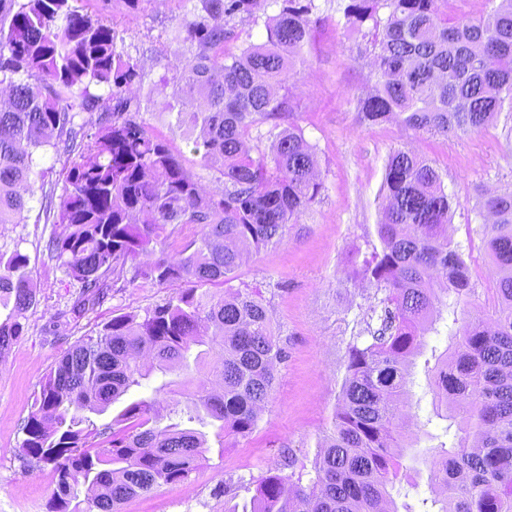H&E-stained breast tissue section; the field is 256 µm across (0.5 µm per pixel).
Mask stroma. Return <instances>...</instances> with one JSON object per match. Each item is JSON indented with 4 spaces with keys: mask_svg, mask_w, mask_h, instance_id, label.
I'll return each instance as SVG.
<instances>
[{
    "mask_svg": "<svg viewBox=\"0 0 512 512\" xmlns=\"http://www.w3.org/2000/svg\"><path fill=\"white\" fill-rule=\"evenodd\" d=\"M318 2L325 21L277 95L287 98L292 121L315 145L324 189L301 224L280 244L245 257L231 282L259 290L267 302L285 352L275 367L273 390L248 437L226 438L223 454H210L188 480L131 498L120 512H224L225 502L245 499L244 483L280 468L284 458H291L293 471H310L336 407L348 346L380 298L374 285L365 284L361 264L379 243L381 188L393 151L408 148L432 161L446 192L458 201L451 219L454 239L470 253L480 299L495 285L485 275L493 265L480 233L485 219L473 206L476 188L500 193L512 186V112L499 114L481 131L449 137L418 135L397 122H361L356 102L374 84L367 40L346 28L336 0ZM194 5L195 0H140L132 10L125 0H112L106 17L118 51L141 68L139 121L167 142L196 181L213 189L222 185L220 173L193 152L188 132L160 92L189 58L180 30ZM279 8L278 0H266L254 19L229 21L233 36L224 45L226 55L263 42L265 23ZM61 232L60 225L31 217L5 239L27 254L38 303L27 313L23 335L0 355V512H46L55 472L49 465L28 468L21 453V427L43 376L112 316L144 313L175 291L140 279L109 288L99 304L75 309L79 285L47 250L49 238Z\"/></svg>",
    "mask_w": 512,
    "mask_h": 512,
    "instance_id": "stroma-1",
    "label": "stroma"
}]
</instances>
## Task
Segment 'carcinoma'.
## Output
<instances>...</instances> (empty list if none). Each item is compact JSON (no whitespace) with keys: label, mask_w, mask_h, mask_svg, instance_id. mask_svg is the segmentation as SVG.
Wrapping results in <instances>:
<instances>
[{"label":"carcinoma","mask_w":512,"mask_h":512,"mask_svg":"<svg viewBox=\"0 0 512 512\" xmlns=\"http://www.w3.org/2000/svg\"><path fill=\"white\" fill-rule=\"evenodd\" d=\"M111 0H0V225L22 224L41 193L37 219L61 224L51 257L80 284L75 306L95 305L108 285L138 279L181 284L144 315L112 317L74 344L43 380L24 421V456L57 475L47 512H119L126 500L182 482L224 437L256 426L284 357L261 295L228 288L244 253L278 244L321 196L314 146L293 123L269 151L252 156V128L284 119L274 86L310 45L322 17L314 0H282L266 37L224 54L225 20L254 17L257 0H199L187 21L193 58L173 78L177 123L196 133L193 151L224 177L203 189L165 141L138 120L132 92L140 66L117 51L101 18ZM478 19L448 16V0H342L346 25L370 24L374 89L357 101L360 119L393 120L429 135L479 131L512 109V0H490ZM108 88L93 95L90 84ZM200 101L195 111L184 105ZM97 116L75 122L78 112ZM67 159L55 199L34 154ZM380 247L362 275L382 292L347 351L332 425L314 477L281 472L246 484L252 495L224 512H413L393 491L416 485L403 464L411 368L426 334L425 375L433 420L447 422L427 452L428 483H442L436 512H512V193L478 195L484 243L499 270L489 304L476 312L463 245L448 239L453 200L439 171L410 150L385 164ZM200 226L176 259L163 245L178 228ZM143 253L155 258L137 263ZM28 256L0 249V352L23 335L36 303ZM137 398L97 428L129 392ZM173 398L165 417L157 402ZM83 478L85 493L77 489Z\"/></svg>","instance_id":"carcinoma-1"}]
</instances>
